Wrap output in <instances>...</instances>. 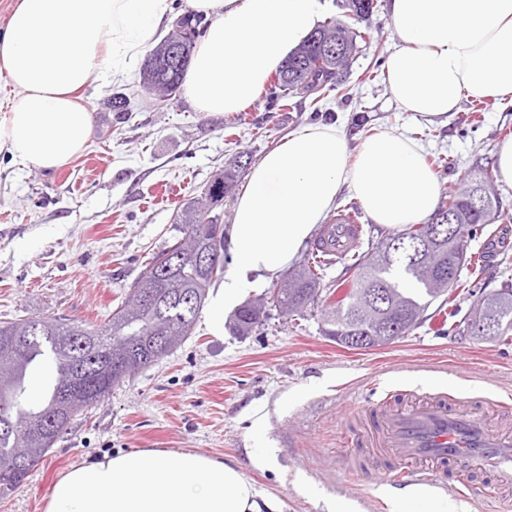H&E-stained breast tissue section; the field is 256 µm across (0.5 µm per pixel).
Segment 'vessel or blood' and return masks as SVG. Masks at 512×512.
I'll return each mask as SVG.
<instances>
[{
	"label": "vessel or blood",
	"instance_id": "obj_1",
	"mask_svg": "<svg viewBox=\"0 0 512 512\" xmlns=\"http://www.w3.org/2000/svg\"><path fill=\"white\" fill-rule=\"evenodd\" d=\"M361 230L354 214L337 215L323 231L326 250L347 255ZM362 416L365 424L352 445L385 482L447 473L466 488L479 475L512 492V429L493 425L483 406L442 393L389 390Z\"/></svg>",
	"mask_w": 512,
	"mask_h": 512
}]
</instances>
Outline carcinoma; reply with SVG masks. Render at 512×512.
Here are the masks:
<instances>
[{"label": "carcinoma", "mask_w": 512, "mask_h": 512, "mask_svg": "<svg viewBox=\"0 0 512 512\" xmlns=\"http://www.w3.org/2000/svg\"><path fill=\"white\" fill-rule=\"evenodd\" d=\"M376 7L377 0H344L346 20H324L271 77L273 101L285 110L290 107L288 100L299 95L314 106L326 93L343 86L358 43L366 41L358 24ZM173 27L175 31L156 46L157 52L147 55L142 75L149 83L142 91L150 94L158 84L160 95L168 100L177 96L187 63L170 65L165 50L180 29L199 41L208 23L188 13L177 18ZM330 41L340 45V56L334 61L324 54ZM213 195L211 183L200 198L184 205L177 215L183 237L152 257L128 299L103 326L90 328L56 316L0 321V350L14 342L22 347L16 356L0 354V496L18 488L73 417L96 403L67 397L66 390L77 379L88 383L107 379L115 387L193 334L208 288L224 275V224L219 216L206 213ZM497 212V201L484 178H474L467 188L441 202L427 221L409 224L403 232L344 257V282L352 288L346 301L328 299L335 289L324 282V272L333 263L332 256L310 249L303 262L281 274L262 297L235 309L233 327L247 333L273 309L301 318L325 299L324 335L342 331V346L357 337L365 342L364 348L371 349L390 342L378 333L370 300L375 288L399 322L397 337L422 324L426 310L436 301L441 310L450 307L451 316L456 313L453 290L468 287L470 278L485 267V255L470 252V243L478 231L494 223ZM443 214L459 225L457 236L444 233L430 241L426 253L415 251L414 242L428 235L430 225ZM204 252L215 256L208 268L197 261ZM477 317L497 320L498 334L490 341L512 344V290L481 294L458 328L469 333L468 326ZM34 365L47 369L36 411L30 409L25 386L27 371Z\"/></svg>", "instance_id": "obj_1"}]
</instances>
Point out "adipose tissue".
I'll use <instances>...</instances> for the list:
<instances>
[{"instance_id": "1", "label": "adipose tissue", "mask_w": 512, "mask_h": 512, "mask_svg": "<svg viewBox=\"0 0 512 512\" xmlns=\"http://www.w3.org/2000/svg\"><path fill=\"white\" fill-rule=\"evenodd\" d=\"M211 24L183 79L200 112L251 103L315 27L323 0H187ZM398 42L386 63L396 105L430 119L466 99L512 101V0H389ZM171 0H17L0 29V71L12 90L0 113V153L43 171L89 147L93 114L77 102L91 81L113 82L150 46ZM350 189L376 222L425 221L440 184L422 145L380 132L350 150L343 125H301L251 168L229 235L238 274L210 302L209 326L288 266ZM46 512H281L235 465L193 451L144 448L71 467Z\"/></svg>"}]
</instances>
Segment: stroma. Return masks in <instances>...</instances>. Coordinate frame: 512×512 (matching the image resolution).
Returning a JSON list of instances; mask_svg holds the SVG:
<instances>
[{
  "instance_id": "1",
  "label": "stroma",
  "mask_w": 512,
  "mask_h": 512,
  "mask_svg": "<svg viewBox=\"0 0 512 512\" xmlns=\"http://www.w3.org/2000/svg\"><path fill=\"white\" fill-rule=\"evenodd\" d=\"M361 28L369 39L347 92H330L317 110L298 97L279 110L264 92L239 114L199 112L184 98L143 93L139 61L124 80L92 82L83 103L95 122L82 156L51 172L0 158V321L57 314L104 324L153 254L180 237L183 203L238 156L258 161L300 125L342 119L354 147L379 131L421 139L427 154L448 160L436 170L445 195L468 175L493 173L496 148L512 132V103L489 102L477 124L466 101L445 118L413 117L393 102L385 79H356L370 62H385L398 40L387 0ZM117 93L127 95L129 111H113ZM471 249L492 258L471 291L459 293L462 316L475 293L512 283V260H502L512 256V223L493 224ZM208 318L201 313L193 336L77 415L23 485L0 498V512H45L72 466L141 448L235 462L258 490L281 500L282 512H396L397 488L372 471L356 474L354 451L344 445L369 385L447 388L462 402L512 398V345L460 335L452 318L367 351L323 336L317 308L296 320L271 312L245 336L213 333ZM423 490L416 512H430L433 497L460 512H512V500L487 484L470 500L449 483Z\"/></svg>"
}]
</instances>
